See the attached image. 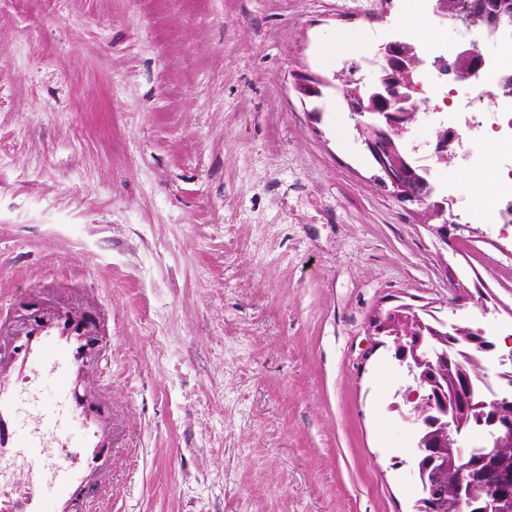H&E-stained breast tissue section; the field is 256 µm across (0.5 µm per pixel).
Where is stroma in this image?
I'll use <instances>...</instances> for the list:
<instances>
[{
  "mask_svg": "<svg viewBox=\"0 0 512 512\" xmlns=\"http://www.w3.org/2000/svg\"><path fill=\"white\" fill-rule=\"evenodd\" d=\"M404 0H0V319L105 311L111 512H412L376 318L512 336L493 210L440 248L340 89ZM464 303L453 308L449 300Z\"/></svg>",
  "mask_w": 512,
  "mask_h": 512,
  "instance_id": "stroma-1",
  "label": "stroma"
}]
</instances>
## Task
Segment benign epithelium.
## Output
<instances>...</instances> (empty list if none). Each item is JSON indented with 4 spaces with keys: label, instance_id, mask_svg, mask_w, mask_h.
I'll return each mask as SVG.
<instances>
[{
    "label": "benign epithelium",
    "instance_id": "obj_1",
    "mask_svg": "<svg viewBox=\"0 0 512 512\" xmlns=\"http://www.w3.org/2000/svg\"><path fill=\"white\" fill-rule=\"evenodd\" d=\"M436 15L450 24L479 25L503 37L512 34V13L495 9L493 0H482L480 3L476 0H458L452 10L438 6ZM421 63V55L416 49L398 39H389L378 46L376 60L373 61L378 74L375 82L366 84L361 69L354 63L344 64L334 73L333 79L342 86H352L356 90L355 95L346 98L348 110L362 144L379 171L378 181L391 188L394 197L404 206H416L430 218L439 220L437 224L428 225V230L439 243L446 246L451 238L450 229L459 227L458 216L452 211V200H432L434 187L427 179L424 180V193L414 191L413 184L419 179L418 172L426 174L429 168L421 164L418 158L410 163L400 155L386 153L381 148V143L391 144L396 137L409 132V125L415 117L412 102L417 91L413 72ZM440 65L452 78L465 80L485 67L486 58L478 49L465 46L454 61H442ZM323 85L324 82L319 79L307 77L298 84V90L306 97H319ZM456 139V131L448 129V134L440 135L430 144L432 153L440 159L454 155ZM456 328L454 323L441 320L438 326L433 327L408 313L405 307L391 309L375 321L377 333L389 338L392 358L409 380L407 398L412 401L418 396L422 397L429 410H439L442 405L434 392L427 389L429 385L436 386V379L429 377L428 373L433 371L435 362L441 357L431 340L446 332L450 334ZM497 376L506 382L507 388L494 400L495 408L490 417L476 418L472 426L463 429L459 427V413L455 410L446 425L448 438L456 447L457 458L463 462L459 486H464L470 479V467L466 462L473 456L483 459L486 466V512L495 508L503 490L512 485V472L501 471L498 459L488 451L490 444H512V412H508V408H512V352L499 356ZM402 418L417 436L431 428V424L415 415L412 409ZM475 430L487 436L484 444L475 446L466 443L468 435Z\"/></svg>",
    "mask_w": 512,
    "mask_h": 512
}]
</instances>
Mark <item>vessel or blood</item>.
Segmentation results:
<instances>
[{"label":"vessel or blood","mask_w":512,"mask_h":512,"mask_svg":"<svg viewBox=\"0 0 512 512\" xmlns=\"http://www.w3.org/2000/svg\"><path fill=\"white\" fill-rule=\"evenodd\" d=\"M101 349L88 319L54 313L23 323L0 369V478L21 463L29 473L21 483L0 481V512H97L87 481L113 452L103 429L110 405L87 395ZM40 376L52 382L56 398L38 408L28 428H19L23 394L35 390ZM47 468L53 473L48 495L41 490Z\"/></svg>","instance_id":"obj_1"}]
</instances>
